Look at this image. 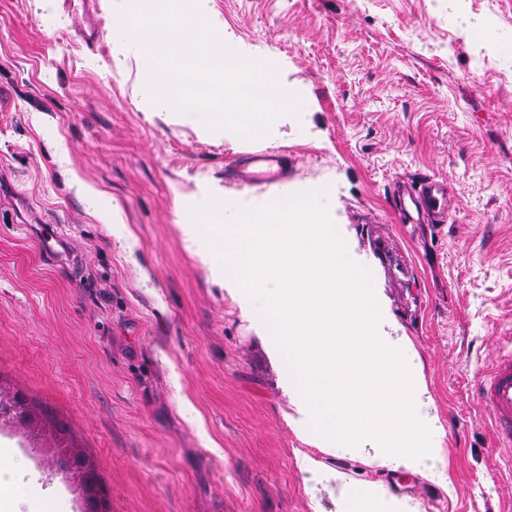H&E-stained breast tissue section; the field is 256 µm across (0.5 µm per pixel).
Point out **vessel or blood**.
<instances>
[{
  "mask_svg": "<svg viewBox=\"0 0 512 512\" xmlns=\"http://www.w3.org/2000/svg\"><path fill=\"white\" fill-rule=\"evenodd\" d=\"M64 13L83 10L85 26L78 34L86 44L99 39V27L92 0H60ZM227 175L243 187L270 186L283 180L286 173L284 155L268 151L236 155L226 168ZM394 205L402 223L444 224L448 221L451 198L445 181L429 176L403 182L393 191ZM480 407L488 410L490 428L498 444L512 446V337L502 343L491 365L472 387Z\"/></svg>",
  "mask_w": 512,
  "mask_h": 512,
  "instance_id": "vessel-or-blood-1",
  "label": "vessel or blood"
}]
</instances>
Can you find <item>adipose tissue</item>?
<instances>
[{
  "label": "adipose tissue",
  "instance_id": "1",
  "mask_svg": "<svg viewBox=\"0 0 512 512\" xmlns=\"http://www.w3.org/2000/svg\"><path fill=\"white\" fill-rule=\"evenodd\" d=\"M448 4L475 47L512 50V29H494L471 18L464 8V0H448ZM298 465L305 482L324 486L328 491V501H315L314 512H420L418 503L396 496L384 482L355 479L311 453L300 452Z\"/></svg>",
  "mask_w": 512,
  "mask_h": 512
}]
</instances>
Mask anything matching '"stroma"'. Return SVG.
<instances>
[{
  "label": "stroma",
  "instance_id": "35a3bbf8",
  "mask_svg": "<svg viewBox=\"0 0 512 512\" xmlns=\"http://www.w3.org/2000/svg\"><path fill=\"white\" fill-rule=\"evenodd\" d=\"M79 43L60 10L0 0V389L67 423L107 512H313L288 424V372L271 335L215 279L189 208L236 154L292 156L266 199L328 187L337 229L417 353L445 431L448 489L344 458L422 512H512V474L471 389L512 336V54L472 47L446 0H212L310 106L309 130L216 137L165 118L112 68V19ZM67 142L74 173L53 157ZM100 189L90 217L72 175ZM445 179L447 223L403 224L400 180ZM122 219L110 220L113 206ZM63 229L76 270L49 260L37 225ZM43 418L0 429V454L56 481Z\"/></svg>",
  "mask_w": 512,
  "mask_h": 512
}]
</instances>
